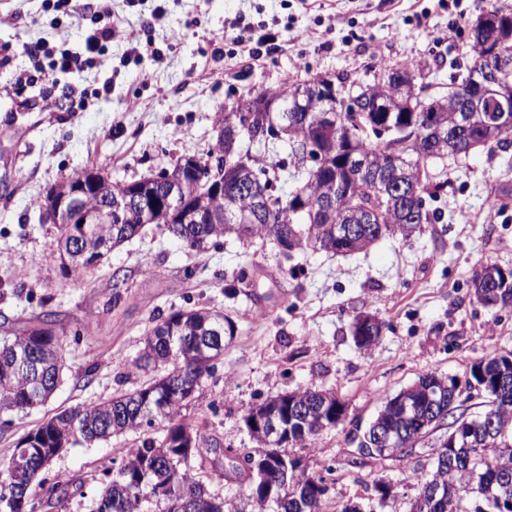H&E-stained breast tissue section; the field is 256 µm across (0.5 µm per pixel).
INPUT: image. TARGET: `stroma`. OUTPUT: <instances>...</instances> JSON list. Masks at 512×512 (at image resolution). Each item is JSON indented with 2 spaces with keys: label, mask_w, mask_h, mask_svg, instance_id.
I'll list each match as a JSON object with an SVG mask.
<instances>
[{
  "label": "stroma",
  "mask_w": 512,
  "mask_h": 512,
  "mask_svg": "<svg viewBox=\"0 0 512 512\" xmlns=\"http://www.w3.org/2000/svg\"><path fill=\"white\" fill-rule=\"evenodd\" d=\"M512 0H111L110 20L149 52L125 61L122 38L83 70L15 86L30 68L26 44L77 49L86 25L53 20L41 0H0V337L53 313L67 344L63 382L45 406L0 425V460L44 417L140 387L133 370L153 317L217 307L236 324L202 394L183 411L228 448H249L244 419L258 404L298 389L335 392L345 418L297 449L307 472L324 476V512L347 502L363 512H410L446 428L403 458L361 455L354 439L387 399L421 374L465 378L489 354L512 353V308L483 307L471 278L482 264L512 268V147L463 160L438 219L410 238L377 242L347 255L296 254L286 261L268 241L226 237L201 251L149 224L83 275L60 263L55 225L39 209L47 191L89 167L129 183L171 167L186 151L206 156L224 107L316 74L371 81L381 63H413L432 92L447 90L468 59L470 28L486 10ZM272 34L261 56L235 39ZM111 92H103L104 81ZM293 276H284V268ZM126 278L112 301V274ZM249 286H233L239 271ZM385 322L382 341L358 349L353 318ZM127 433L67 448L46 476L82 488L51 512H91L104 469L133 446ZM391 485L380 498L376 482Z\"/></svg>",
  "instance_id": "stroma-1"
}]
</instances>
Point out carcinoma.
<instances>
[{
    "label": "carcinoma",
    "mask_w": 512,
    "mask_h": 512,
    "mask_svg": "<svg viewBox=\"0 0 512 512\" xmlns=\"http://www.w3.org/2000/svg\"><path fill=\"white\" fill-rule=\"evenodd\" d=\"M485 26L471 38L469 62L465 72L454 79L447 92L423 97L408 103L400 95L401 73L417 75L421 69L409 63L403 71L395 65L383 64L374 73V83L356 82L348 76L337 80L347 85V95L361 109L355 114L351 108L337 107L336 121L318 128L316 141L325 159V167L318 175L296 163L268 169L252 167L258 190L265 193L271 209L257 217L253 224L237 223L238 214L253 206L248 195L226 194L214 207L222 212L217 224H169L168 232L186 248L199 251L213 240L235 236L251 242L288 239L291 260L299 252L311 250L347 254L367 249L385 237H410L422 225L432 223L435 215L425 209L417 218L404 216V203L384 189L374 185L373 174L384 175L393 169L391 153L402 154L406 168L416 181L421 202L435 201L448 189V167L466 153H459L450 143L458 115L454 108L457 86L481 78L486 69L506 67L502 73L505 83L512 86V12L493 9L484 18ZM298 85L292 83L278 92L281 101L288 103V114L309 115L332 105L310 91L297 94ZM379 103L389 104L393 112H364V104L374 97ZM437 104V122L442 137L435 141V150L422 154L420 143L431 136L427 118L430 112L417 111ZM500 104L485 101L483 111L474 118L469 136L472 151L497 146L507 149L512 145V123L498 121ZM253 127L260 132L259 147L276 143L288 144V156L296 155L311 133V124L300 118L285 123V113L274 107L266 112L251 113ZM359 119L364 130L358 132L354 151L370 160L373 173L356 175L344 169L341 155L336 150L339 142L347 139L346 132L354 119ZM289 181L292 188L286 194L274 193L273 183ZM302 188L306 196L320 199L339 190L336 206L331 211L319 205L296 209L295 190ZM367 212L370 231H360L352 239L336 236V225L348 221L353 210ZM144 225L123 224H61L59 250L62 264L77 275L99 265L112 250L137 236ZM83 237L82 248L70 249L74 235ZM482 265L472 278L476 301L490 308L512 307V268L497 271L498 283L488 287ZM235 324L224 312L214 308H185L156 319L146 333L141 354L132 368L163 373L133 391L107 400L76 405L44 420L21 437L6 461H0V509L3 512H44L61 504L69 494L70 483H49L43 478L46 469L43 460L59 448L77 444L92 445L114 435L140 433V444L130 448L99 480V495L95 512H227L224 498L210 493L203 481L204 467L212 470L224 466V441L206 429L194 425L182 416L188 404L185 396L196 395L204 381L212 375L215 361L224 353V341L233 339ZM66 342L56 328V320L45 313L38 325L20 334L0 340V422L8 425L12 417L43 406L57 389L56 378L63 371ZM469 389L484 393L490 407L477 419L493 425L492 432H471L467 440L452 448L443 443L431 472L416 476L418 497L411 512H512V506L500 504L487 492H498L501 481L512 483V356L487 355L471 368ZM455 383L434 374L425 373L408 388L390 398L374 419L396 437L397 457L405 456L419 439L429 431L449 421L448 434L464 425L465 418L455 416ZM442 398L443 407L433 412L429 398ZM296 404L312 411L311 420L295 417L289 423L291 445L310 448L322 432L336 427V405L332 391L298 389L293 392ZM408 399V411L396 406L400 397ZM167 421L158 436L147 435V429L157 418ZM426 417L432 424L418 435L415 419ZM252 449L256 466L247 473L248 488L241 495L244 507H233V512H324L325 494L320 485L321 476L310 475L305 468L288 466L281 470L280 456L288 455L281 445L269 444L254 438ZM469 469L474 480L462 483L456 469Z\"/></svg>",
    "instance_id": "1"
}]
</instances>
